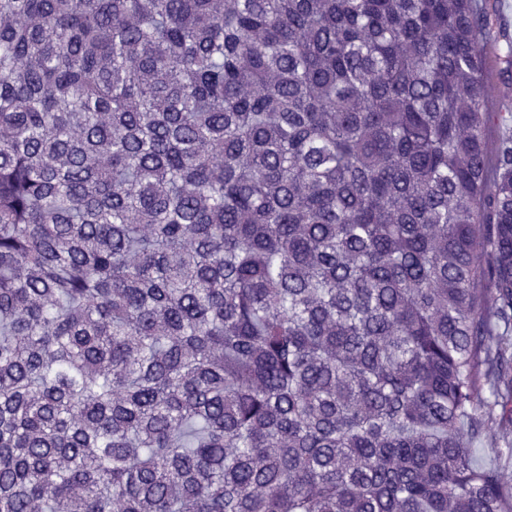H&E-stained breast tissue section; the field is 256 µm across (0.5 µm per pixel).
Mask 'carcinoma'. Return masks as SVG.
Masks as SVG:
<instances>
[{
	"label": "carcinoma",
	"mask_w": 512,
	"mask_h": 512,
	"mask_svg": "<svg viewBox=\"0 0 512 512\" xmlns=\"http://www.w3.org/2000/svg\"><path fill=\"white\" fill-rule=\"evenodd\" d=\"M474 2L0 0V512H512Z\"/></svg>",
	"instance_id": "1"
}]
</instances>
